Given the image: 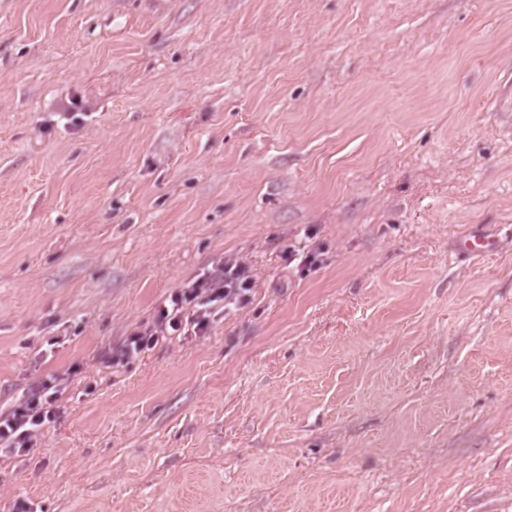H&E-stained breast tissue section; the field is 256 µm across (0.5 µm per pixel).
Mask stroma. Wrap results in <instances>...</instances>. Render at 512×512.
Here are the masks:
<instances>
[{
  "label": "stroma",
  "instance_id": "1",
  "mask_svg": "<svg viewBox=\"0 0 512 512\" xmlns=\"http://www.w3.org/2000/svg\"><path fill=\"white\" fill-rule=\"evenodd\" d=\"M62 369L0 512H512V0H0V403ZM490 235H468L460 243V248L474 256L492 252L497 247V241ZM252 285L250 269L236 258L225 256L224 262L173 290L167 298L169 306H160L150 324L133 331L111 357L112 363L135 358L160 341L205 335L213 323L249 300Z\"/></svg>",
  "mask_w": 512,
  "mask_h": 512
}]
</instances>
